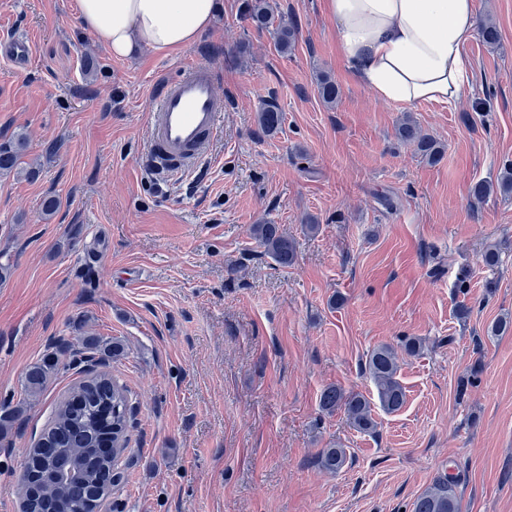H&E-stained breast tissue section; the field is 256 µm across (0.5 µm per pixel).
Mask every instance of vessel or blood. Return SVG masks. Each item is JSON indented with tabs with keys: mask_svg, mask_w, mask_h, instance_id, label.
Listing matches in <instances>:
<instances>
[{
	"mask_svg": "<svg viewBox=\"0 0 512 512\" xmlns=\"http://www.w3.org/2000/svg\"><path fill=\"white\" fill-rule=\"evenodd\" d=\"M224 97L214 69L197 62L167 80L149 115L145 168L173 181L198 170L212 157L224 122Z\"/></svg>",
	"mask_w": 512,
	"mask_h": 512,
	"instance_id": "obj_1",
	"label": "vessel or blood"
}]
</instances>
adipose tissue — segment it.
Wrapping results in <instances>:
<instances>
[{
    "label": "adipose tissue",
    "instance_id": "obj_1",
    "mask_svg": "<svg viewBox=\"0 0 512 512\" xmlns=\"http://www.w3.org/2000/svg\"><path fill=\"white\" fill-rule=\"evenodd\" d=\"M80 20L116 58L176 55L214 20L215 0H77ZM350 76L387 101L453 105L471 85L473 0H326Z\"/></svg>",
    "mask_w": 512,
    "mask_h": 512
}]
</instances>
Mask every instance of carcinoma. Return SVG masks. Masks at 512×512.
I'll return each instance as SVG.
<instances>
[{
	"label": "carcinoma",
	"instance_id": "obj_1",
	"mask_svg": "<svg viewBox=\"0 0 512 512\" xmlns=\"http://www.w3.org/2000/svg\"><path fill=\"white\" fill-rule=\"evenodd\" d=\"M242 19L256 29L274 28L275 45L282 54L292 50L298 41V29L292 23H275V16L268 0H243ZM317 90L327 104L336 102L339 87L328 76L317 78ZM284 121L283 112L269 102L258 114V124L266 133L277 131ZM398 138L416 146L419 154L428 162L439 160L441 150L438 142L410 118L405 117L397 128ZM25 139L22 136L0 143V172H10L20 163ZM507 193L512 191V169L500 176L497 185L487 182L476 183L472 195L480 200L494 188ZM255 239L265 252L279 265L286 266L295 258V243L280 232L276 224H256L252 229ZM123 351L117 340L104 341L89 336L79 350L71 357L86 356L102 363L116 357ZM66 347L57 342L46 354L41 364L25 374V390L34 393L47 381L62 371L72 369L64 353ZM398 353L389 345L374 348L366 361V371L374 382L379 404L388 413L400 410L405 403V393L397 373ZM71 400L61 402L53 419L41 434L36 447L29 452V468L40 475L44 487L51 492H40L27 503L28 512H78L80 509L92 512L93 503L104 498L110 487L111 465L103 460L97 450L98 440L111 434L118 452L126 449L132 407L125 386L112 380L105 373H98L80 381L70 391ZM321 405L326 410L343 409L351 425L360 432H370L376 427L371 402L358 393H346L331 386L321 394ZM322 468L334 472L347 461L344 448H325L318 456ZM77 469L80 477L67 484L58 485L54 473L60 468ZM413 512H460L453 484L448 476L438 478L416 499Z\"/></svg>",
	"mask_w": 512,
	"mask_h": 512
}]
</instances>
